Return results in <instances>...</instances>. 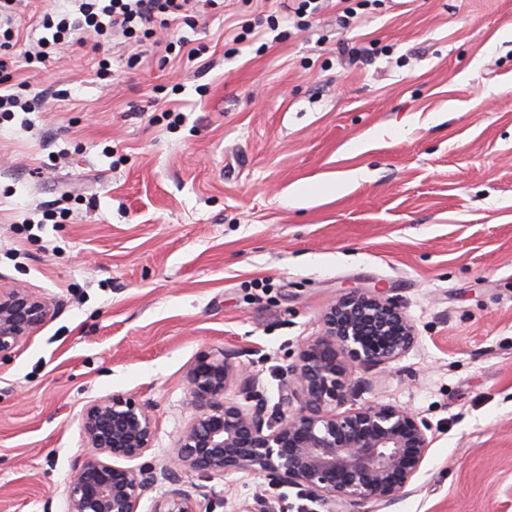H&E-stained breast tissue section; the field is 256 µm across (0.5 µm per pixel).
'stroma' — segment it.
<instances>
[{
  "mask_svg": "<svg viewBox=\"0 0 512 512\" xmlns=\"http://www.w3.org/2000/svg\"><path fill=\"white\" fill-rule=\"evenodd\" d=\"M71 9L13 20L12 90L39 103L0 114V287L58 307L0 358V512H67L81 414L115 393L153 405L164 462L204 347L238 352L274 415L326 305L374 288L417 339L344 406L404 408L435 442L414 493L369 512H512V0H324L305 30L218 0L176 31L195 61L132 66L79 30L29 63ZM183 478L215 512H329L248 473ZM42 27L44 30L50 31L51 36H41L37 39L33 50L28 53L29 63L44 64L49 59L50 52L47 50L51 46L63 45L68 42L74 27L69 21V15H64L56 20L52 16H46L43 19Z\"/></svg>",
  "mask_w": 512,
  "mask_h": 512,
  "instance_id": "obj_1",
  "label": "stroma"
}]
</instances>
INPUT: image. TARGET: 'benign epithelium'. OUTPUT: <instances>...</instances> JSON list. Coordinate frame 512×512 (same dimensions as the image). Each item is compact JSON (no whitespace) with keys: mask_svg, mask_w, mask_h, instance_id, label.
Segmentation results:
<instances>
[{"mask_svg":"<svg viewBox=\"0 0 512 512\" xmlns=\"http://www.w3.org/2000/svg\"><path fill=\"white\" fill-rule=\"evenodd\" d=\"M53 312L41 294L0 287V356ZM322 323L323 333L301 344L273 420L265 416L258 379L233 352L199 351L186 373L190 421L160 466L115 464L155 448L158 427L149 403L116 393L87 406L81 427L91 453L74 464L68 512H138L144 494L158 485L164 491L150 512H214L201 486L182 481L187 470L219 478L245 472L297 486L337 512L387 506L412 494L433 444L429 425L390 404L339 408L356 370L386 368L412 347L413 322L380 293L354 289L326 307ZM238 383L246 390L244 403L227 396Z\"/></svg>","mask_w":512,"mask_h":512,"instance_id":"obj_1","label":"benign epithelium"}]
</instances>
